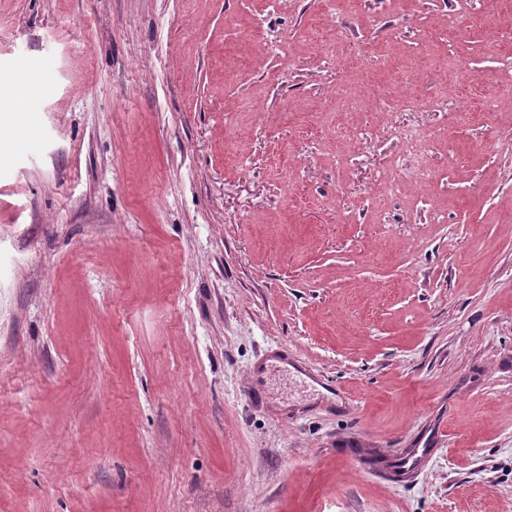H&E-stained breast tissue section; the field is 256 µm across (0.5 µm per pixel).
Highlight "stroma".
<instances>
[{
  "label": "stroma",
  "mask_w": 512,
  "mask_h": 512,
  "mask_svg": "<svg viewBox=\"0 0 512 512\" xmlns=\"http://www.w3.org/2000/svg\"><path fill=\"white\" fill-rule=\"evenodd\" d=\"M14 66L0 512H512V0H0Z\"/></svg>",
  "instance_id": "35a3bbf8"
}]
</instances>
